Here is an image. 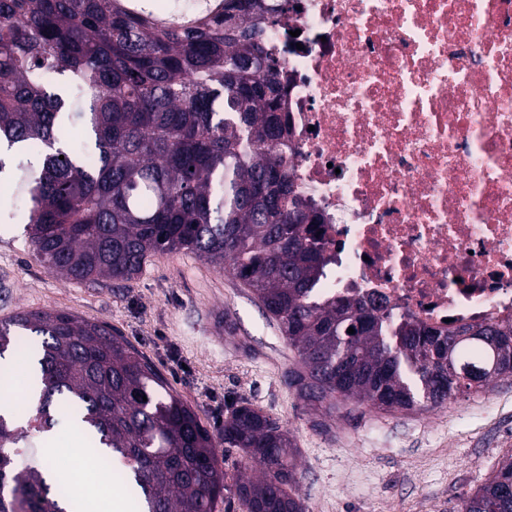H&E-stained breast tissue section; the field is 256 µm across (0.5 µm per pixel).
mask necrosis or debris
<instances>
[{
    "instance_id": "necrosis-or-debris-1",
    "label": "necrosis or debris",
    "mask_w": 512,
    "mask_h": 512,
    "mask_svg": "<svg viewBox=\"0 0 512 512\" xmlns=\"http://www.w3.org/2000/svg\"><path fill=\"white\" fill-rule=\"evenodd\" d=\"M265 27L326 294L512 320V0H296Z\"/></svg>"
}]
</instances>
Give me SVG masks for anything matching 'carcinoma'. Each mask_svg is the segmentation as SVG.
<instances>
[{
    "instance_id": "cac0c4a2",
    "label": "carcinoma",
    "mask_w": 512,
    "mask_h": 512,
    "mask_svg": "<svg viewBox=\"0 0 512 512\" xmlns=\"http://www.w3.org/2000/svg\"><path fill=\"white\" fill-rule=\"evenodd\" d=\"M221 2L196 18L187 0L166 14L146 0H0V174L15 158L0 213L68 280H130L175 250L224 265L296 350L288 387L327 417L352 401L421 411L512 377L511 325L431 330L322 293L332 257L324 216L288 171L281 64L245 26L261 0ZM74 119L79 143L64 137ZM23 336L37 405L24 429L0 415V512L81 507L66 481L18 469L25 433L48 437L59 407L138 512H214L221 497L240 512H306L289 431L247 399L227 404L218 437L246 461L229 484L218 438L111 326L21 311L0 322V358ZM491 342L495 369L462 375ZM462 512H512V457Z\"/></svg>"
}]
</instances>
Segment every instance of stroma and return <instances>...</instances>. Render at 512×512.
<instances>
[{
    "label": "stroma",
    "instance_id": "stroma-1",
    "mask_svg": "<svg viewBox=\"0 0 512 512\" xmlns=\"http://www.w3.org/2000/svg\"><path fill=\"white\" fill-rule=\"evenodd\" d=\"M62 310L111 325L143 352L214 432L224 399L241 396L277 418L298 450L307 512H461L512 456V378L424 411L354 402L336 416L304 405L286 383L296 351L230 273L176 250L129 281H70L32 254L23 225L0 224V321Z\"/></svg>",
    "mask_w": 512,
    "mask_h": 512
}]
</instances>
